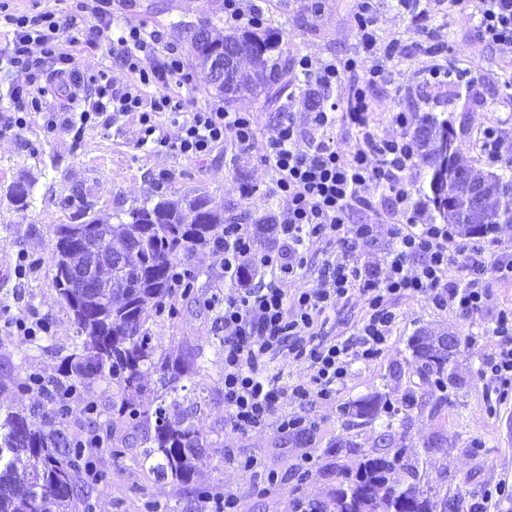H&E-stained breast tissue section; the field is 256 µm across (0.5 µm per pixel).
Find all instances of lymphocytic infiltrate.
I'll use <instances>...</instances> for the list:
<instances>
[{"mask_svg":"<svg viewBox=\"0 0 512 512\" xmlns=\"http://www.w3.org/2000/svg\"><path fill=\"white\" fill-rule=\"evenodd\" d=\"M471 25L477 39L498 51L512 52V0H448ZM98 19L90 36L114 34L119 46L117 60L135 74L136 81L117 85L107 70L87 71L86 80L73 88L79 97L78 112L68 125L86 126L104 113L122 116L137 113L141 142L171 150L191 159L207 157L213 148L232 140L243 148L256 140V121L247 112H230L209 106L183 113L180 101L162 93L144 102L142 91L184 79L183 63L175 53L157 55L158 38L136 25L112 27L109 0H95ZM12 35V48L1 58L5 65L24 73L10 94L11 117L0 124V134L24 129L30 113H43L46 132H55V113L46 111L45 91L37 86L33 71L48 65L52 74L66 79L70 58L60 50V38L76 28L75 18L54 13L5 14ZM355 22L358 33L356 56L346 60L302 56L293 62L304 83L343 92L339 103L309 112L306 126L294 121L278 125L268 143L264 160L271 172L274 190L288 201V213L279 226L277 245L257 253L255 240L245 225L224 227L221 261L225 278L239 275L245 264L262 269L265 278L253 288H230L215 308V322L224 332V409L230 428L248 432L274 426L279 434L310 433L314 420L307 417L315 399L335 395L347 381L354 364L374 362L382 353L397 325L392 300L398 296H420L437 310H449L468 317L480 315L491 298L486 278L495 272L498 280L512 281V250H502L494 264H487L480 244H455L449 225L397 224L391 231L383 262L385 276L376 267L357 266L353 253L377 239L373 224H351L354 210H369L371 188L388 191L401 213L410 209V192L403 174L416 152L408 137L377 138L370 125L373 104L366 87L386 81L384 65L394 46H381L377 37L376 0H357ZM372 58L363 78H356L358 60ZM169 112L183 114L181 134L168 140L159 134L157 117ZM357 129L359 140L345 148L332 137L337 121ZM329 236L341 250L323 265L315 286L303 285L307 241ZM462 266V279L451 270ZM300 288L287 290L291 281ZM360 294L365 313L354 336L331 341L319 340L316 328L337 300ZM492 334L493 351L484 358L481 372L494 391L512 393V312L499 311ZM287 351L294 361L310 365L309 380L282 387L279 378L262 366L274 352ZM291 401L295 412L283 410Z\"/></svg>","mask_w":512,"mask_h":512,"instance_id":"obj_1","label":"lymphocytic infiltrate"}]
</instances>
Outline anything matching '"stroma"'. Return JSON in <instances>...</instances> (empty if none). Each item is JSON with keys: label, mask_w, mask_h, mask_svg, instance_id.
<instances>
[{"label": "stroma", "mask_w": 512, "mask_h": 512, "mask_svg": "<svg viewBox=\"0 0 512 512\" xmlns=\"http://www.w3.org/2000/svg\"><path fill=\"white\" fill-rule=\"evenodd\" d=\"M7 2L13 13L75 15L78 27L64 34L62 45L72 56L76 72L106 66L117 84L132 83V74L116 66L107 37L88 41L87 33L97 19L81 7L80 0ZM262 8L267 28L279 32L280 47L289 58L308 54L341 59L355 50L354 0H326L318 13L312 10L311 0H264ZM112 11L116 22L159 32V53L173 49L181 56L187 79L168 91L181 101L184 112L220 105L231 112L252 113L257 145L241 151L226 143L206 158L190 160L141 144L134 114L116 119L103 115L77 138L65 129L46 135L42 116L34 114L22 131L0 135V267L11 270L8 281L0 282L1 406L35 404L37 394L21 390V383L32 373L57 375L60 365L55 351L20 342L16 321L47 320L58 348L69 346L76 334L52 284L55 225L79 224L92 216L109 220L130 207L161 197L177 200L197 190L210 194L215 203L244 206L250 187L272 186L263 148L288 115L271 111L262 94L231 101L216 95L205 85L190 47L191 33L201 24L210 21L224 29V0H112ZM378 17L380 44L394 43L401 51L386 63L387 81L368 88L376 135H402L393 113H408L415 124L429 112L453 122L469 145L467 157L475 170L492 168L481 136L486 128L496 127L505 141H512V52L502 53L475 41L458 12L444 6L430 9L419 19L399 0H380ZM437 41L446 45L438 58L465 69L470 87L424 82L425 70L438 59L427 48ZM20 179L32 183L29 204L23 209L6 194L7 187ZM373 201V212L352 213L354 223L368 221L379 230L375 243L355 251V259L362 264L380 258L392 225L405 219L395 213L387 191H374ZM21 254L29 256L31 265L17 276L13 269ZM211 294V289L194 288L192 299L179 301L180 316L153 326L158 352L173 359L195 356L205 363L203 370L184 378L179 403L184 414H196L211 444L209 461L184 486L157 478L131 458L117 459L106 449H96L95 472L106 473L108 481L98 484L92 475L82 476L80 485L90 494L87 500H76L75 512H203L208 500L226 493L239 497L241 512H296L297 500H327L340 468L356 470L359 456L336 452V439L349 437L369 451L384 447L388 431L396 445L406 448L408 458L426 471L432 491L459 502L461 512L473 506L480 512H512V397L495 401L489 382L480 374L484 357L495 345L490 317L469 319L440 312L419 296L395 299L398 323L382 355L371 365H354L335 399L310 409V417L317 422L311 439L319 458L302 476L296 464L306 439L282 437L271 426L248 433L231 430L224 411V349L208 306ZM363 314L358 296L339 300L320 331L322 339L353 335ZM424 327L467 339L450 366L457 383L443 391L434 380L417 374L412 364L410 339ZM369 396L382 400L376 421L346 429L342 408ZM228 449L238 455L261 456L266 468L281 477L280 486L270 494H258L259 475L225 460ZM498 483L504 484V494L484 502L486 488Z\"/></svg>", "instance_id": "obj_1"}]
</instances>
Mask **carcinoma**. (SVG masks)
Segmentation results:
<instances>
[{
  "label": "carcinoma",
  "mask_w": 512,
  "mask_h": 512,
  "mask_svg": "<svg viewBox=\"0 0 512 512\" xmlns=\"http://www.w3.org/2000/svg\"><path fill=\"white\" fill-rule=\"evenodd\" d=\"M234 45L252 65L249 72L233 68L228 81L214 90L226 97L267 92L276 111L300 104L313 109L321 93L305 86L288 94L293 85L286 51L279 36L230 29L222 37L207 33L202 43L191 42L201 73H206L213 52ZM285 103H280L281 99ZM456 134L446 118L427 113L411 133L417 146L414 163L428 169L424 197L442 223L464 238L488 233L500 224H512V154L501 160L497 171L475 172L466 159V143L459 141L456 156L443 151L449 135ZM493 184L495 201L484 208L474 203L471 184ZM31 187L24 181L9 186L19 207L28 205ZM250 224L260 241L271 242L276 224L266 211L242 210L227 203L214 206L207 194L185 197L179 203L161 198L132 207L107 223L91 218L82 224H58L51 257L53 285L60 301L72 314L77 336L61 356L59 375L45 378L30 374L21 389L33 391L41 402L36 408L0 407V512H74V491L90 464V450L103 446L116 458L125 449L141 448L139 462L150 473L188 485L199 467L208 462V439L187 417L173 412L181 380L201 369L196 360L156 355L152 325L164 316L179 315L177 296L186 297L197 274L190 257L198 250L215 252L224 243L217 229L232 223ZM94 270L89 287L78 274ZM435 331L422 328L410 342L417 372L442 376L456 349L431 341ZM158 376L162 394L154 410L144 409L134 397L142 389L144 374ZM96 380L116 390L115 416L100 435L97 407L84 398ZM90 421L89 435L72 440L64 426L73 413L72 403ZM375 396L344 410L346 425L357 428L373 422L378 414ZM355 473L344 472L322 512H433L438 507L459 512L443 499L432 500L420 483L404 486L396 474L403 466L401 450L361 452Z\"/></svg>",
  "instance_id": "obj_1"
}]
</instances>
